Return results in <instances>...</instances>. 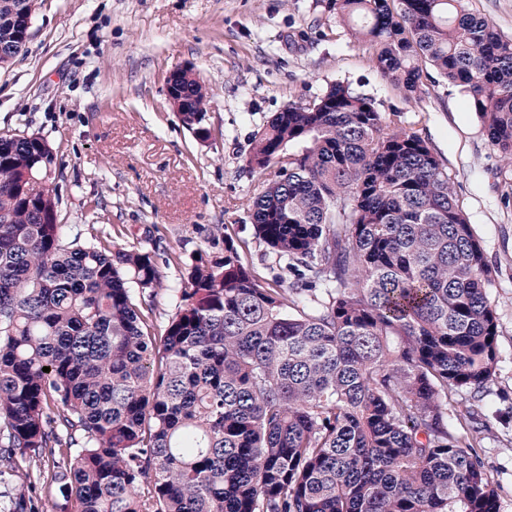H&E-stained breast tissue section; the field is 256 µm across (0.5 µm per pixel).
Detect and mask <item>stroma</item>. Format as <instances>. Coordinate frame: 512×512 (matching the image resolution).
Listing matches in <instances>:
<instances>
[{
    "mask_svg": "<svg viewBox=\"0 0 512 512\" xmlns=\"http://www.w3.org/2000/svg\"><path fill=\"white\" fill-rule=\"evenodd\" d=\"M330 0H34L30 38L0 69V134L37 133L54 149L58 215L119 247L159 259L205 248L222 225L258 277L281 268L248 217L261 188L243 167L255 133L291 103L342 82L426 139L494 269L498 362L472 432L467 394L455 395L451 430L473 444L512 512V157L487 140L460 88L425 81L410 98L378 75ZM193 66L208 92L210 138L198 142L173 112L166 77ZM15 460L0 481V512L14 489L35 485L43 505L57 485Z\"/></svg>",
    "mask_w": 512,
    "mask_h": 512,
    "instance_id": "obj_1",
    "label": "stroma"
}]
</instances>
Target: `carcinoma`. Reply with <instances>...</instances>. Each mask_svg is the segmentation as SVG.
<instances>
[{"label":"carcinoma","instance_id":"carcinoma-1","mask_svg":"<svg viewBox=\"0 0 512 512\" xmlns=\"http://www.w3.org/2000/svg\"><path fill=\"white\" fill-rule=\"evenodd\" d=\"M381 78L460 87L512 156V41L465 0H335ZM33 0H0L12 64ZM182 124L206 130L190 83ZM249 211L288 269L260 283L231 238L184 262L157 334L155 253L59 222L36 134L0 135V459L60 512H497L453 396L498 359L492 266L425 139L336 83L290 103L243 159ZM50 368L46 373L43 368ZM11 467L3 476L5 480L0 483V512H12L10 511L11 493L15 488L26 487L31 483H36V496L43 505L49 507L54 500L60 498L58 485L37 481L38 472L34 465L28 464L25 460L16 459Z\"/></svg>","mask_w":512,"mask_h":512}]
</instances>
